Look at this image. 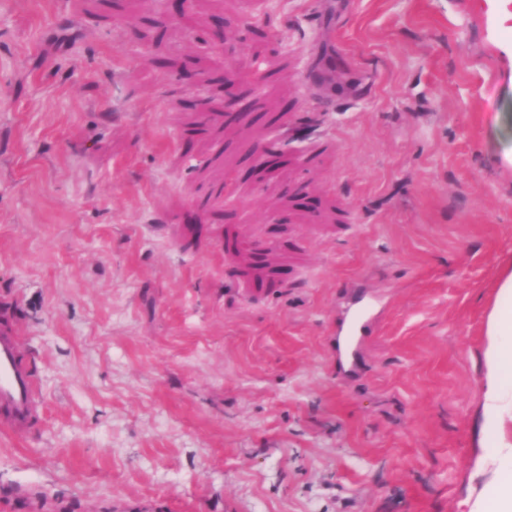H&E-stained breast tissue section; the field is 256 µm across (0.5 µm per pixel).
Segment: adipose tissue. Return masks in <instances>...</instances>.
I'll return each instance as SVG.
<instances>
[{
  "label": "adipose tissue",
  "mask_w": 512,
  "mask_h": 512,
  "mask_svg": "<svg viewBox=\"0 0 512 512\" xmlns=\"http://www.w3.org/2000/svg\"><path fill=\"white\" fill-rule=\"evenodd\" d=\"M484 355L483 429L497 478L468 505V512H512V264L497 282L487 317Z\"/></svg>",
  "instance_id": "obj_1"
}]
</instances>
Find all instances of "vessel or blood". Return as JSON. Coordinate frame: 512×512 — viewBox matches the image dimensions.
<instances>
[{"label":"vessel or blood","mask_w":512,"mask_h":512,"mask_svg":"<svg viewBox=\"0 0 512 512\" xmlns=\"http://www.w3.org/2000/svg\"><path fill=\"white\" fill-rule=\"evenodd\" d=\"M371 327L369 310L350 312L336 345L337 365L360 367L358 349ZM36 415L34 376L21 361L20 346L11 325L0 324V426L19 434L31 426Z\"/></svg>","instance_id":"1"}]
</instances>
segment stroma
Here are the masks:
<instances>
[{
  "label": "stroma",
  "mask_w": 512,
  "mask_h": 512,
  "mask_svg": "<svg viewBox=\"0 0 512 512\" xmlns=\"http://www.w3.org/2000/svg\"><path fill=\"white\" fill-rule=\"evenodd\" d=\"M506 10L0 0V310L39 402L0 427V512H464L495 475ZM367 309H355L349 314L344 334L336 345V366L344 367V363L358 369L361 362L358 349L371 331L372 319Z\"/></svg>",
  "instance_id": "35a3bbf8"
}]
</instances>
